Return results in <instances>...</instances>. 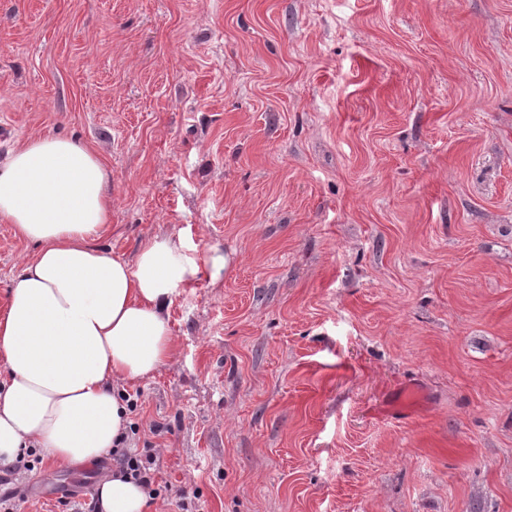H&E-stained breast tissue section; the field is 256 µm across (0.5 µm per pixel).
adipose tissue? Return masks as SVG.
Here are the masks:
<instances>
[{
  "label": "adipose tissue",
  "mask_w": 512,
  "mask_h": 512,
  "mask_svg": "<svg viewBox=\"0 0 512 512\" xmlns=\"http://www.w3.org/2000/svg\"><path fill=\"white\" fill-rule=\"evenodd\" d=\"M110 174L88 146L58 135L0 164V220L37 242L0 313V467L42 449L56 465L123 448L128 405L117 384L172 359L174 296L201 267L183 240L157 238L127 263L91 245L108 223ZM100 512H144L145 488L107 477Z\"/></svg>",
  "instance_id": "obj_1"
}]
</instances>
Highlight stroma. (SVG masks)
I'll use <instances>...</instances> for the list:
<instances>
[{
	"label": "stroma",
	"instance_id": "stroma-1",
	"mask_svg": "<svg viewBox=\"0 0 512 512\" xmlns=\"http://www.w3.org/2000/svg\"><path fill=\"white\" fill-rule=\"evenodd\" d=\"M49 134L111 174L95 247L227 258L120 385L145 512H512V0H0V161ZM36 251L0 221V309ZM24 457L17 512L115 466Z\"/></svg>",
	"mask_w": 512,
	"mask_h": 512
}]
</instances>
